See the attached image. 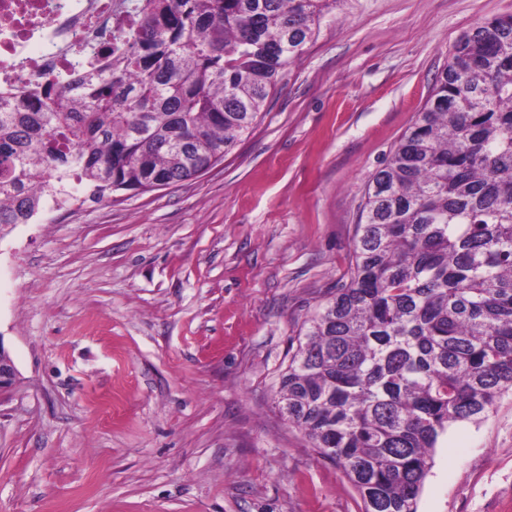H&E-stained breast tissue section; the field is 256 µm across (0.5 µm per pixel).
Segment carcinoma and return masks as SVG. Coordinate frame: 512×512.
Returning <instances> with one entry per match:
<instances>
[{
	"mask_svg": "<svg viewBox=\"0 0 512 512\" xmlns=\"http://www.w3.org/2000/svg\"><path fill=\"white\" fill-rule=\"evenodd\" d=\"M336 0H147L142 35L0 109V231L71 181L101 201L205 172L253 128ZM348 282L277 403L362 512H416L432 451L512 390V15L464 33L372 176Z\"/></svg>",
	"mask_w": 512,
	"mask_h": 512,
	"instance_id": "carcinoma-1",
	"label": "carcinoma"
}]
</instances>
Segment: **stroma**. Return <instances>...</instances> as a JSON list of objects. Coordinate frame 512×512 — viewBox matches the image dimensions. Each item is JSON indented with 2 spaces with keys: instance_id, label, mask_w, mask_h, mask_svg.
<instances>
[{
  "instance_id": "obj_1",
  "label": "stroma",
  "mask_w": 512,
  "mask_h": 512,
  "mask_svg": "<svg viewBox=\"0 0 512 512\" xmlns=\"http://www.w3.org/2000/svg\"><path fill=\"white\" fill-rule=\"evenodd\" d=\"M512 0H338L198 178L78 190L0 235V512H361L276 404L366 185L457 40ZM417 512H512V393L452 424Z\"/></svg>"
}]
</instances>
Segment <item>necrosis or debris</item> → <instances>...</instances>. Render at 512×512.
I'll list each match as a JSON object with an SVG mask.
<instances>
[{
  "label": "necrosis or debris",
  "instance_id": "4bbe7bcc",
  "mask_svg": "<svg viewBox=\"0 0 512 512\" xmlns=\"http://www.w3.org/2000/svg\"><path fill=\"white\" fill-rule=\"evenodd\" d=\"M145 0H0V96L48 75L70 80L95 51L121 54L138 36Z\"/></svg>",
  "mask_w": 512,
  "mask_h": 512
}]
</instances>
